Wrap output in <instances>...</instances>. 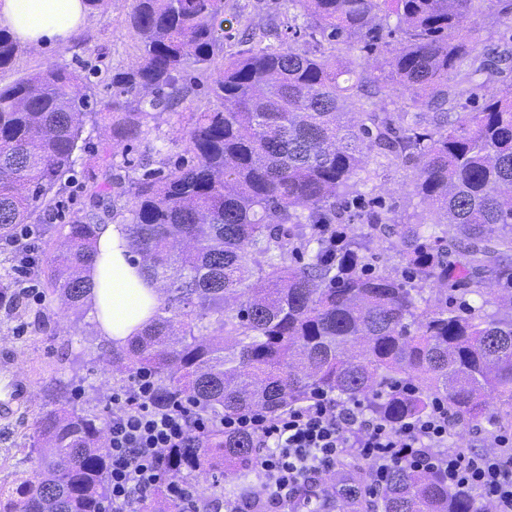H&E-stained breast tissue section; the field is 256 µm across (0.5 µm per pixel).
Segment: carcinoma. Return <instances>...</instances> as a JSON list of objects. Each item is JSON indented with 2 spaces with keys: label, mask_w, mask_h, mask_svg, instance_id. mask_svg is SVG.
I'll return each mask as SVG.
<instances>
[{
  "label": "carcinoma",
  "mask_w": 512,
  "mask_h": 512,
  "mask_svg": "<svg viewBox=\"0 0 512 512\" xmlns=\"http://www.w3.org/2000/svg\"><path fill=\"white\" fill-rule=\"evenodd\" d=\"M479 2L289 0L301 8L288 30L302 46L226 57L224 0H133L139 54L112 81L111 141L82 139L80 116L96 104L87 74L50 63L0 87V239L52 207L73 180L76 151L105 163L142 139L143 119L174 105L188 66L212 69L219 105L190 113V162L129 183L91 175L104 212L128 213L130 245L162 291L153 323L112 363L153 374L160 401L179 397L214 417L256 408L277 415L321 390L361 398L394 424L442 401L460 426L494 394L511 420L512 82L472 111L460 100L481 80L512 72V36L501 49L477 50L466 23ZM382 13L396 16V45L376 25ZM352 37L391 56L392 79L369 80L354 60L336 65L327 48ZM19 49L0 29V70ZM391 92L399 111L343 121L347 102ZM366 151L412 164L437 220L399 224L370 208L360 233L333 237L332 226L351 221L343 202L360 194ZM101 222L97 213L75 217L44 272L46 291L67 309L83 306L82 271L97 254ZM394 256L403 271L387 266ZM488 278L498 286L494 301L453 306L448 294L482 297ZM490 303L497 310L486 311ZM51 403L36 430L47 447L17 449L24 462L37 453V466L0 487V512H105V429L71 405L65 382ZM254 449L250 437L214 427L173 450L167 474L194 477L200 498L217 502L224 468L246 479ZM370 472L353 457L339 463L350 512H369L346 485ZM380 500L382 512H487L435 472L403 466L389 472ZM142 512L179 507L161 496Z\"/></svg>",
  "instance_id": "obj_1"
}]
</instances>
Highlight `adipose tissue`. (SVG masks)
<instances>
[{"instance_id": "obj_1", "label": "adipose tissue", "mask_w": 512, "mask_h": 512, "mask_svg": "<svg viewBox=\"0 0 512 512\" xmlns=\"http://www.w3.org/2000/svg\"><path fill=\"white\" fill-rule=\"evenodd\" d=\"M83 0H0V28L33 48L66 42L84 26ZM98 259L86 267L84 301L106 347L126 348L150 327L159 305L156 282L147 280L140 256L133 253L128 227L121 219L97 230Z\"/></svg>"}]
</instances>
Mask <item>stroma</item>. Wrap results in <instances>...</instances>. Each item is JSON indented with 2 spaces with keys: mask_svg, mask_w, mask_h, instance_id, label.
Segmentation results:
<instances>
[{
  "mask_svg": "<svg viewBox=\"0 0 512 512\" xmlns=\"http://www.w3.org/2000/svg\"><path fill=\"white\" fill-rule=\"evenodd\" d=\"M279 0H224V52L233 54L278 44L285 33L277 17ZM132 0H109L108 4L87 16L81 32L69 42L34 49L21 47L12 67L0 71V86L11 84L41 69L46 63L58 62L80 69L82 64L100 71V83L93 89L99 105H106L111 95L107 86L112 76L130 69L136 57V41L129 27ZM508 22L501 14L497 0H483L478 12L467 22V28L479 49L495 47ZM199 86L181 96L162 119H146V135L129 150H118L113 158L114 173L138 178L143 169V156H150L152 167L176 161L187 154L185 131L190 112L206 102L200 88L207 75H200ZM161 154H151L152 146ZM94 164L92 156L79 154L75 164L76 181L58 193L53 208L43 215L40 225H28L27 242L31 246L33 264L21 262L19 246L0 240V285L20 291L22 282L41 286L43 270L65 241L72 217L90 210V181L86 177ZM364 166L371 179L366 186L368 199L380 201L392 216L427 222L432 217L428 201L415 188L416 170L412 165L381 162L367 155ZM9 352L20 370L29 377L31 402L10 420H0V459L15 451L35 433L40 418L52 407L49 396L56 381L74 380L78 389L77 408L110 421V398L114 391L131 381L128 369H116L110 362V351L99 340L96 324L87 310L63 311L56 296L38 293L24 296L19 308L0 306V352ZM504 423L498 414L497 400H490L486 414L466 428H454L455 438L466 447L490 450L494 434Z\"/></svg>",
  "mask_w": 512,
  "mask_h": 512,
  "instance_id": "obj_1",
  "label": "stroma"
}]
</instances>
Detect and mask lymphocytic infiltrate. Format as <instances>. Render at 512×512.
<instances>
[{"label":"lymphocytic infiltrate","instance_id":"f902f5d3","mask_svg":"<svg viewBox=\"0 0 512 512\" xmlns=\"http://www.w3.org/2000/svg\"><path fill=\"white\" fill-rule=\"evenodd\" d=\"M131 379L112 395L107 512H139V504L161 489L181 512H204L191 484L168 478L165 462L169 450L186 447L191 437L216 426L257 441L260 452L252 465L266 479L264 505L270 512H317L316 500L300 498L301 485L347 456L370 463L369 498L402 465L436 471L449 490L479 492L493 512H512V430H500L490 452L453 445L445 404L395 426L367 414L361 401L341 402L318 391L276 416L256 410L215 420L178 399L157 402L149 373L138 370Z\"/></svg>","mask_w":512,"mask_h":512}]
</instances>
